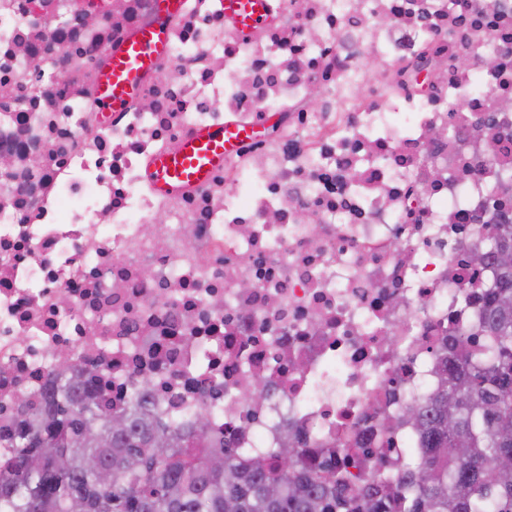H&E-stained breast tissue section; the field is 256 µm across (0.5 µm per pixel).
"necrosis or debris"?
I'll list each match as a JSON object with an SVG mask.
<instances>
[{"label":"necrosis or debris","instance_id":"4bbe7bcc","mask_svg":"<svg viewBox=\"0 0 512 512\" xmlns=\"http://www.w3.org/2000/svg\"><path fill=\"white\" fill-rule=\"evenodd\" d=\"M155 10L0 0V430L66 351L113 409L148 377L166 421L208 406L240 456L294 435L387 473L416 433L383 422L479 325L496 271L471 254L512 221V0H279L244 38L184 0L139 93L98 111ZM232 125L253 135L208 182L154 189L156 156Z\"/></svg>","mask_w":512,"mask_h":512}]
</instances>
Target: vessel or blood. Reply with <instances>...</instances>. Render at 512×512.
I'll use <instances>...</instances> for the list:
<instances>
[{"mask_svg":"<svg viewBox=\"0 0 512 512\" xmlns=\"http://www.w3.org/2000/svg\"><path fill=\"white\" fill-rule=\"evenodd\" d=\"M274 0H224V15L241 34H250L271 18ZM167 49V32L159 25L139 30L123 48L114 51L100 76L99 107L104 112L122 110L144 77ZM246 137L236 127L201 130L182 142L173 153L159 155L151 164L155 188L175 191L208 179Z\"/></svg>","mask_w":512,"mask_h":512,"instance_id":"obj_1","label":"vessel or blood"}]
</instances>
